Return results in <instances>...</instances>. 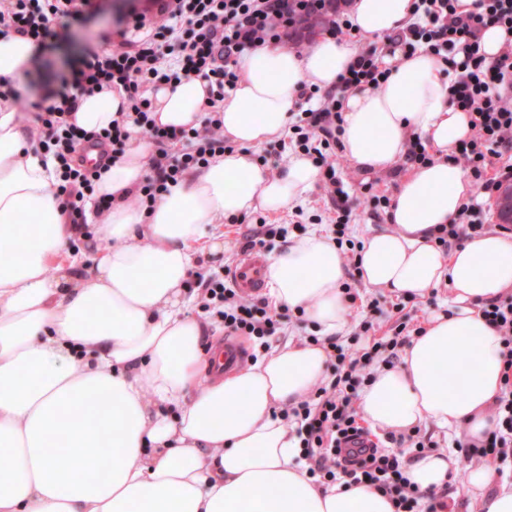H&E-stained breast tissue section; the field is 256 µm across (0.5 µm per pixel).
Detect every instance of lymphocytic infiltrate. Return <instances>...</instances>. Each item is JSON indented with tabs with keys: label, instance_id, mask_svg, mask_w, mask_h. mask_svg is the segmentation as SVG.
Listing matches in <instances>:
<instances>
[{
	"label": "lymphocytic infiltrate",
	"instance_id": "1",
	"mask_svg": "<svg viewBox=\"0 0 512 512\" xmlns=\"http://www.w3.org/2000/svg\"><path fill=\"white\" fill-rule=\"evenodd\" d=\"M94 8L93 0H0V35L16 33L46 49L56 35L53 22L69 29ZM347 8V0H154L152 7H135L121 15L113 30L117 43L87 50L32 105L30 135L58 163L54 192L79 234L88 233V194L109 162L124 156L132 134H141L151 145L145 161L151 174L125 200L151 209L187 171L229 150L224 91L244 78L240 58L259 43H300L313 28L343 40L353 30ZM415 9L420 13L416 22L387 34V48L372 44L357 54L335 88L320 97L317 108L300 112L277 150L261 158L264 166L274 169L289 151L312 157L320 170L318 186L335 214L331 224L339 243L347 237L354 215L347 186L337 175L343 105L347 94L365 87L378 90L387 82L391 70L383 62L386 50L410 57L424 47L448 62L454 74L450 104L470 117V137L455 143L449 157L469 174L472 193L450 223L436 228L433 241L438 249L446 251L483 235L485 200L499 191L504 179H512V40L494 60L480 52V33L487 26L512 33V0H477L475 11L467 14L458 13L457 0H416ZM195 77L205 80L208 88L201 126L157 124L152 94L161 84ZM103 91L122 97L119 119L98 131L78 126L73 114L83 96ZM90 149L99 153L91 167L85 164ZM191 278L200 292L201 309L219 318L225 332L251 337L260 349L270 348L284 326L281 307L263 297L240 295L217 271H195ZM405 308V303L395 304L400 319L390 334L370 337L373 323L365 319L351 341L320 339L330 373L280 415L294 428L315 483H365L388 497L396 512H446L452 484L418 492L406 475V460L373 441L358 412L360 387L378 368L395 367L412 344ZM479 312L504 344L503 386L484 439L474 441L464 432L455 444L469 460L494 462L501 471L512 468V293L480 303Z\"/></svg>",
	"mask_w": 512,
	"mask_h": 512
}]
</instances>
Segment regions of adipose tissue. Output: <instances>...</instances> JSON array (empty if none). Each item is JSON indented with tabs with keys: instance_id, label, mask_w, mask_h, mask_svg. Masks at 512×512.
I'll return each instance as SVG.
<instances>
[{
	"instance_id": "adipose-tissue-1",
	"label": "adipose tissue",
	"mask_w": 512,
	"mask_h": 512,
	"mask_svg": "<svg viewBox=\"0 0 512 512\" xmlns=\"http://www.w3.org/2000/svg\"><path fill=\"white\" fill-rule=\"evenodd\" d=\"M414 0H353L357 32L378 39L413 19ZM357 49L331 38L304 53L271 46L239 61L244 79L224 99V134L237 151L190 171L151 210L119 203L106 218L97 199L144 175V138L131 141L86 202L95 235L72 252L75 232L53 193L56 161L30 140L16 99L0 98V512H394L366 484L320 487L297 464L298 440L275 407L301 400L326 371L313 343L274 346L251 367L204 383L186 282L200 255L224 251L206 227L255 210L278 214L304 204L319 173L304 154L278 173L251 149L288 131L303 86L333 89ZM38 51L28 38L0 39V77L21 81ZM381 89L346 100L341 145L360 169H387L409 134L436 149L433 164L411 169L391 201L390 230L367 236L362 280L419 298L447 285V311L433 313L392 368L359 393L360 414L383 430L431 423L479 439L501 393L503 344L475 303L512 288V239L495 232L442 253L430 240L467 198L469 180L446 153L471 133L450 107L446 64L424 52L386 58ZM203 80L162 86L156 120L199 127ZM118 94L84 97L79 126H108ZM276 303L302 313L321 335L341 333L347 266L326 234L310 231L271 255ZM152 398H145V391ZM458 460L412 458L410 481L442 486ZM481 512H512V482L476 465L466 479Z\"/></svg>"
}]
</instances>
